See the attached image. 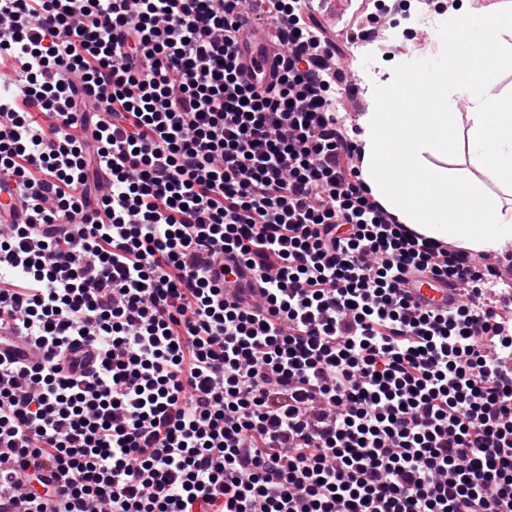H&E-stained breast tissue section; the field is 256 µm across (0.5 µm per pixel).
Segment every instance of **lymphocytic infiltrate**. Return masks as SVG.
Instances as JSON below:
<instances>
[{
	"label": "lymphocytic infiltrate",
	"mask_w": 512,
	"mask_h": 512,
	"mask_svg": "<svg viewBox=\"0 0 512 512\" xmlns=\"http://www.w3.org/2000/svg\"><path fill=\"white\" fill-rule=\"evenodd\" d=\"M0 0V512H512V292L397 223L312 0ZM62 110L44 128L39 112ZM230 259L259 276L222 297ZM455 280L452 310L400 287ZM247 37L249 40L246 42V47L241 49L238 61L242 77L253 84L258 83L261 75H263L264 81H269L274 55L277 50L265 36L253 38L248 32ZM33 211H25L19 203L14 180L0 179V224H31L37 222Z\"/></svg>",
	"instance_id": "1"
}]
</instances>
